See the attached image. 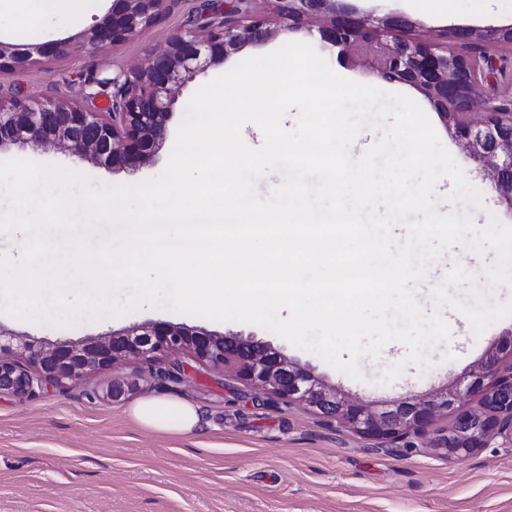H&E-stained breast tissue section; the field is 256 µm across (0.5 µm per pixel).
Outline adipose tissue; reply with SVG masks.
Here are the masks:
<instances>
[{
  "instance_id": "ef3b65f1",
  "label": "adipose tissue",
  "mask_w": 512,
  "mask_h": 512,
  "mask_svg": "<svg viewBox=\"0 0 512 512\" xmlns=\"http://www.w3.org/2000/svg\"><path fill=\"white\" fill-rule=\"evenodd\" d=\"M130 419L149 432L181 436L201 430L203 418L196 407L175 398H148L128 410Z\"/></svg>"
}]
</instances>
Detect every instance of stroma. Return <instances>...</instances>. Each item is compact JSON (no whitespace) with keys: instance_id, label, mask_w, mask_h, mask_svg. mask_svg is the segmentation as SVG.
<instances>
[{"instance_id":"obj_1","label":"stroma","mask_w":512,"mask_h":512,"mask_svg":"<svg viewBox=\"0 0 512 512\" xmlns=\"http://www.w3.org/2000/svg\"><path fill=\"white\" fill-rule=\"evenodd\" d=\"M203 0H172L154 26L130 40L91 50L81 34L94 15L105 14L112 0H89L80 19L46 7L36 31L19 32L10 15H0V41L19 46L49 40L67 41L56 59L0 72V99L27 95L106 109L113 78L146 67L174 32L198 28ZM358 16H399L408 20L402 38L441 42L451 28L476 31L512 28V16L498 14L491 0L485 17L471 14L472 0H454L452 17L420 13L408 0H342ZM319 23L305 18L292 29L245 45L205 75L185 84L173 107L159 152L151 165L136 172L78 164L61 150L26 146L0 151V161L26 159L76 172L92 184L134 185L156 178L170 158L184 106L204 84L231 71L246 57L264 55L289 42H305L336 72L387 93L413 98L430 120L441 144L477 190L486 210L512 227V206L496 192L483 164L456 139L449 124L415 87L381 79L373 55L323 41ZM482 93L512 95V45L484 47ZM470 246L460 242L444 252L447 264H460L471 280L453 287L455 297L471 301L480 293L486 305L512 304V282L492 284L486 270L497 262L490 246L480 250L482 264L472 267ZM133 290H115L117 311L108 318L81 317L70 324L0 314V329L39 346L80 344L136 324L169 322L203 327L219 335H237L270 345L310 370L329 386L369 405L405 397H424L477 364L492 344L512 331V316L475 333L471 322L455 314L456 328L429 344L424 368L405 363L406 349L384 345L378 355L364 354L362 380H355L317 354L294 346L261 326L240 321L205 323L171 309L167 303L127 309ZM404 363L401 375L384 382L385 371ZM159 364L130 360L78 381L49 385L38 397L0 394V512H512V456L489 446L469 456L449 459L423 438L409 437L386 447L362 438L336 421L302 407L287 406L256 394L232 368L197 371L179 384L159 380ZM127 385L126 394L110 400L112 383ZM171 397L194 405L205 425L192 435L150 433L128 416L138 400Z\"/></svg>"}]
</instances>
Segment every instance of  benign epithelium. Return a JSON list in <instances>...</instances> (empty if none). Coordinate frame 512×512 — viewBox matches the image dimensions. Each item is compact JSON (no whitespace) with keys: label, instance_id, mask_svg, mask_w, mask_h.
<instances>
[{"label":"benign epithelium","instance_id":"1","mask_svg":"<svg viewBox=\"0 0 512 512\" xmlns=\"http://www.w3.org/2000/svg\"><path fill=\"white\" fill-rule=\"evenodd\" d=\"M169 2L112 0L104 15L94 16L82 41L91 49L126 41L152 26ZM278 13L285 21L304 14L330 16L329 24L319 27V33L334 46L363 51L376 45L380 77L416 86L441 115L453 121L456 137L483 162L495 188L512 206V100L494 105L489 98L487 121L472 124L464 120L482 75V56L477 50L483 43L512 44V28H453L440 45L402 40L395 32L408 27V20L355 16L344 11L342 0H279ZM205 28L204 35L189 29L172 35L167 48L147 68L126 78L119 94L112 97L110 112L61 100H0V150L15 145H51L93 166L118 171L144 167L153 160L172 105L185 83L244 45L271 35L266 20L256 17L240 24L226 17L220 7L208 11ZM66 51L65 40L34 43L24 50L0 42V71L25 68L36 62L37 55L56 58ZM23 349L29 353L31 370L9 358L14 352L13 339L0 329V393L35 397L50 384L78 380L130 358L151 362L188 351L202 368L232 362L238 375L254 388L287 406L300 405L334 419L370 440L394 442L411 435L425 436L438 420L449 417L448 434L431 439L448 458L465 457L497 438L501 439L500 448L512 455L511 335L490 347L476 366L444 388L425 398H403L380 408L345 397L269 345L168 322L112 332L78 346L60 343L37 348L25 344ZM464 392L490 398V408L478 424L474 412L459 408Z\"/></svg>","mask_w":512,"mask_h":512}]
</instances>
